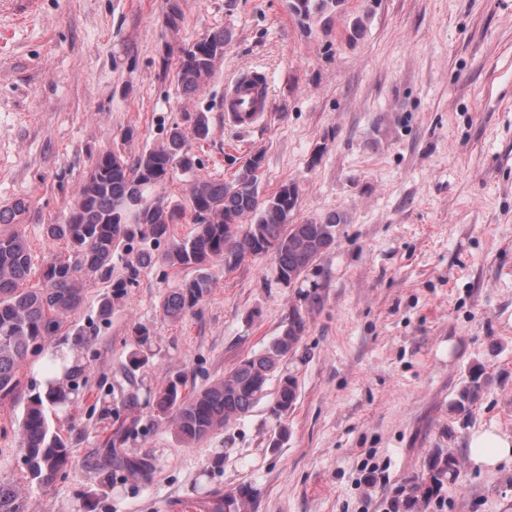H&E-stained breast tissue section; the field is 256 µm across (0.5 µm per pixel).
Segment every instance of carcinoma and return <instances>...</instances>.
<instances>
[{
  "label": "carcinoma",
  "mask_w": 512,
  "mask_h": 512,
  "mask_svg": "<svg viewBox=\"0 0 512 512\" xmlns=\"http://www.w3.org/2000/svg\"><path fill=\"white\" fill-rule=\"evenodd\" d=\"M345 0H289L292 16L304 28L315 19L331 20L342 12ZM227 38L217 30L181 48L176 82L186 95L199 91L216 62L224 57ZM211 134L204 112L187 113L184 123L174 125L165 143L133 158L107 152L97 157L80 194L61 224L46 225V235L68 248L66 259L50 258L43 265L39 283L28 285L32 256L25 236L19 232L0 235V398L14 394L18 373L37 343H45L62 330L65 318L82 304L86 290L96 279L112 277V253L123 242L169 236L177 210L163 199L147 200L146 193L162 184L173 166L186 172L196 169L191 152L193 140ZM264 154L253 153L232 182L197 177L189 190L195 224L193 235L175 242L165 254L174 266L192 268L197 275L171 291L163 302L164 313L175 320L191 312L210 292L209 269L216 261L236 266L246 256L273 254L278 279L296 280L335 242L340 219L328 215L318 222L293 223L298 188L285 183L268 199L259 195ZM250 219L244 223V219ZM150 254L139 252L126 265V278L112 283V297L104 300L101 315L108 316L112 303L135 281ZM306 317L298 310L288 315L280 333L260 353L243 359L229 373L208 386L183 394V381L168 377L152 392L158 415L166 419L175 436L193 444L231 420L247 414L268 396L267 386L277 378L270 405L276 419L288 415L298 399V382L284 370L306 331ZM137 349L129 356L130 370H137L154 351L149 329L135 327ZM61 376L50 380L44 394L29 397L19 430L24 477L0 479V512H33L27 490L50 485L71 463L66 438L51 422L49 412L70 402L79 366L62 363ZM485 380L473 375L457 393L452 410L465 419L481 397ZM461 456L456 448L432 449L420 476L394 488L387 499L388 512H428L431 503L452 484ZM148 459L107 448L103 456L101 483L112 486L113 476L125 478L147 474ZM258 491L244 484L231 492L208 490L200 498L199 512H255Z\"/></svg>",
  "instance_id": "cac0c4a2"
}]
</instances>
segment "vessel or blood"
<instances>
[{
	"label": "vessel or blood",
	"instance_id": "obj_1",
	"mask_svg": "<svg viewBox=\"0 0 512 512\" xmlns=\"http://www.w3.org/2000/svg\"><path fill=\"white\" fill-rule=\"evenodd\" d=\"M271 82L264 73L246 76L229 84L224 92V118L238 127L253 124L268 112Z\"/></svg>",
	"mask_w": 512,
	"mask_h": 512
}]
</instances>
